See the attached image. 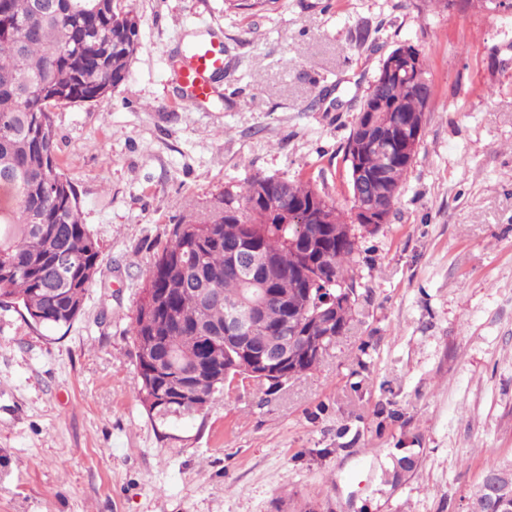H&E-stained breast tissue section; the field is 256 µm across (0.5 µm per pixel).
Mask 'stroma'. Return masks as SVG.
Wrapping results in <instances>:
<instances>
[{
	"mask_svg": "<svg viewBox=\"0 0 512 512\" xmlns=\"http://www.w3.org/2000/svg\"><path fill=\"white\" fill-rule=\"evenodd\" d=\"M127 80L57 108L58 163L101 248L67 332L0 309V512H466L512 462V10L433 0H131ZM224 38L197 108L172 64ZM426 58L432 103L386 224L360 238L355 314L281 391L249 385L162 421L128 329L169 227L255 175L350 213L343 147L383 56ZM417 465L397 485L398 449Z\"/></svg>",
	"mask_w": 512,
	"mask_h": 512,
	"instance_id": "obj_1",
	"label": "stroma"
}]
</instances>
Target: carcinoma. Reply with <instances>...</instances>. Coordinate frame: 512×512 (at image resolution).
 I'll return each mask as SVG.
<instances>
[{"label":"carcinoma","instance_id":"obj_1","mask_svg":"<svg viewBox=\"0 0 512 512\" xmlns=\"http://www.w3.org/2000/svg\"><path fill=\"white\" fill-rule=\"evenodd\" d=\"M36 0H0L7 29L0 35V307L17 305L27 318L50 329L70 327L81 314L90 284L101 273L97 239L80 217V198L57 163L59 150L53 112L63 105L97 102L128 77L138 48L139 19L119 0H47L50 9L38 12ZM428 81L426 70L416 78ZM412 77L393 82L384 104L358 110L345 146L348 167L358 162L367 177L377 181L384 159L358 145L361 129L370 126L391 132L392 149L404 151L397 129L423 110ZM407 162L391 168L394 207L401 195ZM353 225L328 193L309 182L275 176H253L237 194L224 199L198 221L174 224L169 240L154 263L140 292L129 333L136 347L141 379L140 398L148 404L156 392H168L162 371L189 373L202 363L204 388L231 391L234 362L224 346L211 341L224 329L230 306L251 297L247 279L288 297V306L327 287L336 293V279L349 278L358 288L354 266L358 254ZM256 246L257 260L237 268L245 243ZM63 251L72 261L68 273L56 275L51 257ZM179 269L180 287L172 289L165 306L146 312L152 294L169 287ZM354 306L336 319V338L349 330ZM285 311L270 303L260 326L249 330V344L263 346L277 335ZM157 342L152 360L143 358L142 340ZM323 358L307 350L296 353L293 377L315 369ZM192 414V408L172 401L160 406L159 419Z\"/></svg>","mask_w":512,"mask_h":512}]
</instances>
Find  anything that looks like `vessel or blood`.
I'll list each match as a JSON object with an SVG mask.
<instances>
[{
	"mask_svg": "<svg viewBox=\"0 0 512 512\" xmlns=\"http://www.w3.org/2000/svg\"><path fill=\"white\" fill-rule=\"evenodd\" d=\"M224 70V42L212 36L192 43L182 53V64L173 75L184 104L196 106L212 95V83Z\"/></svg>",
	"mask_w": 512,
	"mask_h": 512,
	"instance_id": "vessel-or-blood-1",
	"label": "vessel or blood"
}]
</instances>
